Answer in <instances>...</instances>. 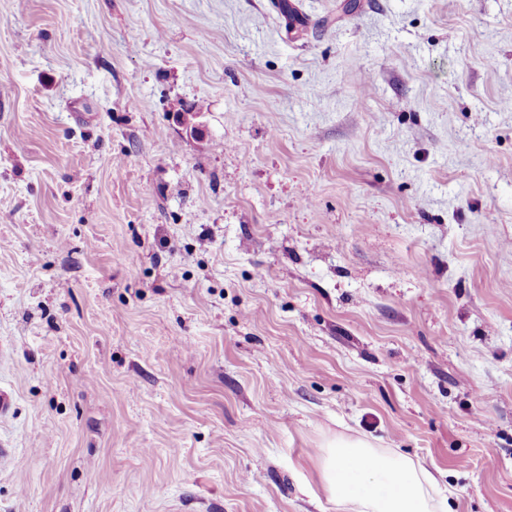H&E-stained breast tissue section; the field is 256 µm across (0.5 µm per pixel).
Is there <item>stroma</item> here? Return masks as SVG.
<instances>
[{"mask_svg": "<svg viewBox=\"0 0 512 512\" xmlns=\"http://www.w3.org/2000/svg\"><path fill=\"white\" fill-rule=\"evenodd\" d=\"M292 2L0 0V512H512V0ZM322 456L323 488L347 511H448V498L434 496L429 472L401 454L379 452L364 437L332 441Z\"/></svg>", "mask_w": 512, "mask_h": 512, "instance_id": "stroma-1", "label": "stroma"}]
</instances>
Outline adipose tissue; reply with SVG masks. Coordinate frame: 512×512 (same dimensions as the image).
<instances>
[{"label": "adipose tissue", "mask_w": 512, "mask_h": 512, "mask_svg": "<svg viewBox=\"0 0 512 512\" xmlns=\"http://www.w3.org/2000/svg\"><path fill=\"white\" fill-rule=\"evenodd\" d=\"M322 482L347 512H448L429 472L401 454L379 452L363 437L328 443Z\"/></svg>", "instance_id": "obj_1"}]
</instances>
